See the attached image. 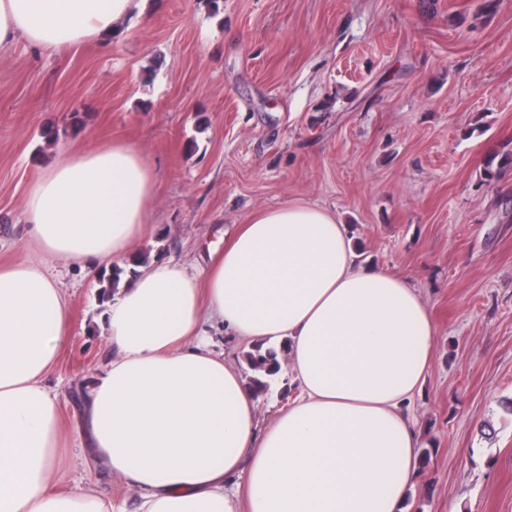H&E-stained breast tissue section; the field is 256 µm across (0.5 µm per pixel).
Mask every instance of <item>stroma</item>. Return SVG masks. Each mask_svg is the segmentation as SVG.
<instances>
[{
    "label": "stroma",
    "instance_id": "1",
    "mask_svg": "<svg viewBox=\"0 0 512 512\" xmlns=\"http://www.w3.org/2000/svg\"><path fill=\"white\" fill-rule=\"evenodd\" d=\"M147 0L103 43L0 53V266L64 289L71 338L48 378L68 445L112 358L97 272L44 253L23 202L76 147L126 140L154 166L137 252L187 264L227 225L288 201L327 207L364 259L409 276L438 326L415 401L407 512H512V0ZM83 123L56 144L41 132ZM512 168V150L499 151L490 155L484 167V176L488 181L498 179Z\"/></svg>",
    "mask_w": 512,
    "mask_h": 512
}]
</instances>
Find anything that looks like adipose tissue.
Wrapping results in <instances>:
<instances>
[{
  "instance_id": "obj_1",
  "label": "adipose tissue",
  "mask_w": 512,
  "mask_h": 512,
  "mask_svg": "<svg viewBox=\"0 0 512 512\" xmlns=\"http://www.w3.org/2000/svg\"><path fill=\"white\" fill-rule=\"evenodd\" d=\"M144 0H0V50L99 42ZM155 170L134 144L78 149L30 186L45 253L124 265L150 233ZM114 354L84 412L88 452L134 512H406L413 404L437 326L412 280L364 265L334 211L286 202L225 228L202 263L153 261L103 313ZM285 347L295 388L258 405L217 340ZM70 338L57 281L0 268V512H121L75 484L47 377Z\"/></svg>"
}]
</instances>
